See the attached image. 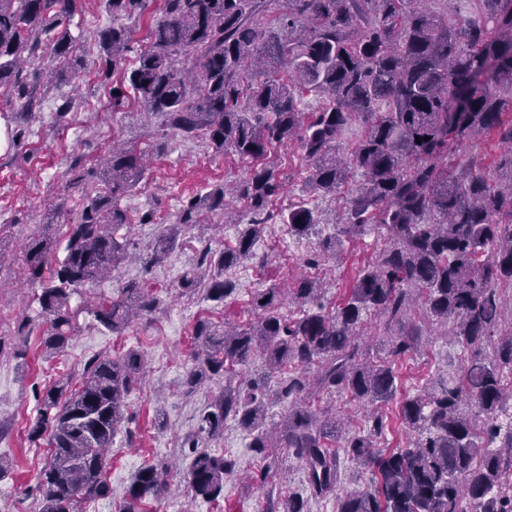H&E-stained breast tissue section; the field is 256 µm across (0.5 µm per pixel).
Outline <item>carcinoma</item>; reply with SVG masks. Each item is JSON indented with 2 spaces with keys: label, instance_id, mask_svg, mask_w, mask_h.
<instances>
[{
  "label": "carcinoma",
  "instance_id": "1",
  "mask_svg": "<svg viewBox=\"0 0 512 512\" xmlns=\"http://www.w3.org/2000/svg\"><path fill=\"white\" fill-rule=\"evenodd\" d=\"M271 0H163L133 68L127 66L130 31L150 0H106L111 25L99 32L106 67L120 75L113 107L127 99L159 115L185 137L204 136L217 153L228 149L252 161L234 183L246 201L249 220L236 245L206 249L180 287L193 290L201 271L224 273L249 258L274 217L273 199L284 193L279 170L265 162L277 145L299 144L305 185L320 196L334 195L355 171L345 236L355 238L378 224L387 244L357 270L330 315L318 305L319 282L300 278L291 286L271 285L250 293L258 320L245 327H218L200 320L193 336L200 347L185 386L192 393L209 374L244 365L257 351L267 371L246 389L224 386L203 412L198 431L186 441L194 495L224 497V476L237 466L231 456L198 447L202 436L224 433L234 420L251 436L259 459L284 448L301 465L314 499L334 494L338 457L333 440L351 460L368 467L374 487L338 498L336 512H512V326H505L502 287H512V0H279L278 28L263 30L259 17ZM76 0H0V91L5 101L33 107L23 55L39 58L45 38L57 56L75 67L69 25ZM326 97L319 112L302 110L306 94ZM359 120L360 139L346 148L344 129ZM429 140H424V137ZM503 146L492 164L508 173L502 187L472 168L483 164L486 146ZM471 150L469 166L454 153ZM146 173L134 148H112L105 190L87 199L68 225L63 260L45 272L57 242L51 223L38 226L27 246L29 278L39 283L43 346L60 351L76 329L69 301L85 285L118 271L128 243L116 238L127 222L118 201L138 188ZM227 188L180 202L177 223L160 236L146 260L150 268L174 244L179 229L195 223L200 207L228 211ZM288 234L315 232L313 209L291 205L279 213ZM334 237L318 239L308 264L336 253ZM237 284L210 281L208 294L225 300ZM298 308L285 318L278 308ZM157 298L140 284L127 296L96 305L93 315L119 334L135 317L149 320ZM401 331L387 338L384 356L362 351L368 318ZM451 325L449 340L467 351L455 372L432 378L421 393L401 401L396 419L413 439L404 448L374 449L389 422L373 413L350 432L334 416L314 410L310 398L346 393L388 405L399 388V364L428 335V323ZM292 372L276 399L292 402L275 435L264 428L268 382ZM142 359L135 349L119 357L101 355L85 364L76 385L59 380L40 394L28 438L48 439L51 462L37 476L40 512H77L80 503L112 494L106 479L107 453L127 421V399L140 384ZM497 443L507 455L490 449ZM165 462L147 464L128 489L126 512H139L145 498L168 493ZM265 512H308L307 500L268 495Z\"/></svg>",
  "mask_w": 512,
  "mask_h": 512
}]
</instances>
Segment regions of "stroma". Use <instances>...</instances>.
<instances>
[{"label":"stroma","mask_w":512,"mask_h":512,"mask_svg":"<svg viewBox=\"0 0 512 512\" xmlns=\"http://www.w3.org/2000/svg\"><path fill=\"white\" fill-rule=\"evenodd\" d=\"M110 22L103 0H78L69 29L71 50L82 60L80 71L61 81L38 82L37 105L24 137L0 144V512H39L35 477L50 450L46 440H28L38 409L37 391L63 377L80 376L94 355L112 356L130 348L138 349L145 360L141 384L127 404L134 436L120 433L114 439L108 468L111 497L83 505L80 512H119L138 470L159 459L174 465L170 489L162 498L147 500L143 512H262L267 492L302 491L304 473L283 453L276 476L266 485L256 483L252 475L261 463L235 421H227L223 436L205 443L211 452L237 460L236 471L224 479L223 499L203 502L189 486L191 458L183 442L226 383L224 376L215 375L194 393H186L185 375L194 364L192 331L201 319L219 326L254 321L252 289L304 274V259L316 241L289 236L283 224L268 225L256 245L265 266L248 261L232 270L239 283L237 296L215 302L205 285L189 293L180 288L182 276L196 266L204 249H223L237 237V225L225 223L220 212L206 211L181 232L162 263L145 269L144 257L165 227L175 222L181 200L243 178L250 163L231 151L215 153L205 137L183 138L164 127L160 116L140 112L136 104L113 110L112 88L119 78L104 77L96 38ZM117 141L134 145L149 161L140 187L120 201L129 220L121 230L130 242L127 256L112 277L72 295L78 330L62 351L49 353L41 343L40 287L29 279L25 246L45 221L51 224L52 236L64 240L85 199L103 190L100 161ZM271 158L288 178L287 192L275 203L281 210L305 198L304 164L295 145L275 150ZM148 212L155 214V223H141ZM385 241V229L369 225L360 238L342 239L337 253L312 271L323 283L325 308L335 306L342 286ZM131 281L153 287L159 310L153 321L138 320L122 334L109 333L99 326L89 303L121 297ZM22 317L30 321L26 336L17 333ZM464 356L462 348L448 343L442 328H433L399 369L400 395L420 393L429 378L459 367Z\"/></svg>","instance_id":"1"}]
</instances>
